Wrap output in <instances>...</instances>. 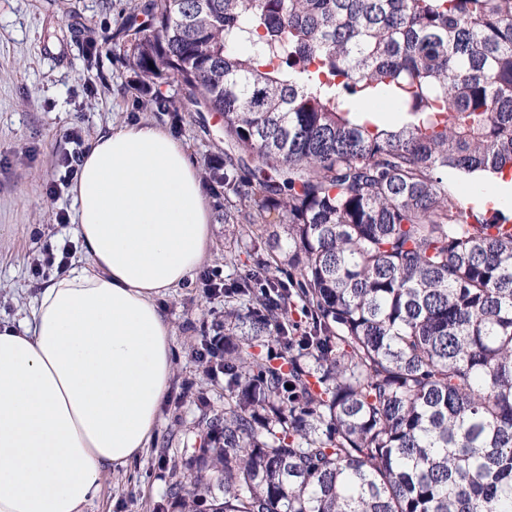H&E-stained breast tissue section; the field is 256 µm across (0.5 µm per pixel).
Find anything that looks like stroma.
<instances>
[{
	"mask_svg": "<svg viewBox=\"0 0 512 512\" xmlns=\"http://www.w3.org/2000/svg\"><path fill=\"white\" fill-rule=\"evenodd\" d=\"M129 0H0V319H19L42 282L30 270L47 246L73 240L72 225L56 214L72 210L69 189L54 198L46 189L67 133L91 140L108 125L141 120L169 127L192 161L224 153L222 119L213 112L184 114L172 126L167 113L134 111L124 88L133 77L117 61L115 37ZM212 245L201 266L225 281L243 265L224 261L232 225L224 221V191L209 192ZM172 326L174 374L159 418L157 439L140 459L111 471L86 512H177L167 494L173 461L195 438L198 395L224 407V380L204 376L196 351L224 323V299L207 295L200 278L163 296Z\"/></svg>",
	"mask_w": 512,
	"mask_h": 512,
	"instance_id": "35a3bbf8",
	"label": "stroma"
}]
</instances>
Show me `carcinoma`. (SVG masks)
<instances>
[{
  "label": "carcinoma",
  "mask_w": 512,
  "mask_h": 512,
  "mask_svg": "<svg viewBox=\"0 0 512 512\" xmlns=\"http://www.w3.org/2000/svg\"><path fill=\"white\" fill-rule=\"evenodd\" d=\"M122 34L136 110L221 115L250 263L181 512H512V226L448 189L512 175V0H131Z\"/></svg>",
  "instance_id": "obj_1"
}]
</instances>
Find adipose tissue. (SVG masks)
<instances>
[{"label":"adipose tissue","instance_id":"obj_1","mask_svg":"<svg viewBox=\"0 0 512 512\" xmlns=\"http://www.w3.org/2000/svg\"><path fill=\"white\" fill-rule=\"evenodd\" d=\"M71 192L80 265L0 321V512H84L149 447L173 375L158 300L211 241L201 170L157 123L99 131Z\"/></svg>","mask_w":512,"mask_h":512}]
</instances>
